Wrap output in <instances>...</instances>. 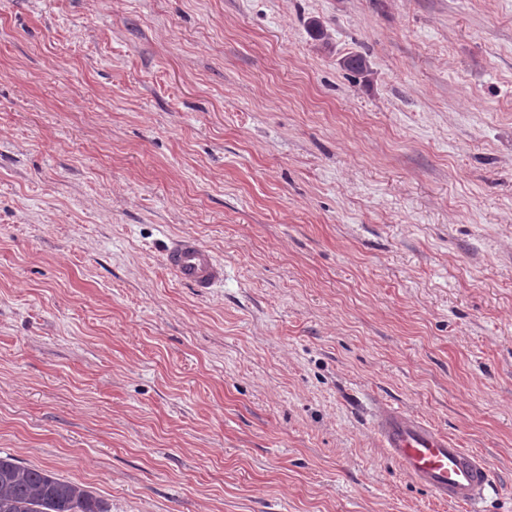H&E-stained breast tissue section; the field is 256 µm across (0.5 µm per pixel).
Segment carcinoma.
I'll return each mask as SVG.
<instances>
[{
	"label": "carcinoma",
	"mask_w": 512,
	"mask_h": 512,
	"mask_svg": "<svg viewBox=\"0 0 512 512\" xmlns=\"http://www.w3.org/2000/svg\"><path fill=\"white\" fill-rule=\"evenodd\" d=\"M0 512H110L84 485L0 455Z\"/></svg>",
	"instance_id": "obj_1"
}]
</instances>
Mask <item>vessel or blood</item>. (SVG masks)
I'll return each mask as SVG.
<instances>
[{
	"mask_svg": "<svg viewBox=\"0 0 512 512\" xmlns=\"http://www.w3.org/2000/svg\"><path fill=\"white\" fill-rule=\"evenodd\" d=\"M165 266L177 281L201 293L224 279L223 262L191 234L170 239ZM374 429L403 473L439 500L475 505L493 487L491 469L481 455L455 447L447 433L422 418L386 405L377 411Z\"/></svg>",
	"mask_w": 512,
	"mask_h": 512,
	"instance_id": "vessel-or-blood-1",
	"label": "vessel or blood"
}]
</instances>
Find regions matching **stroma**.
I'll return each mask as SVG.
<instances>
[{
	"mask_svg": "<svg viewBox=\"0 0 512 512\" xmlns=\"http://www.w3.org/2000/svg\"><path fill=\"white\" fill-rule=\"evenodd\" d=\"M0 454L110 512H512V0H0ZM165 266L174 278L205 292L224 280V263L214 252L191 234L169 239L165 250ZM374 429L403 473L439 500L476 505L493 489L487 461L475 452L456 448L447 433L428 421L385 405L376 413Z\"/></svg>",
	"mask_w": 512,
	"mask_h": 512,
	"instance_id": "1",
	"label": "stroma"
}]
</instances>
